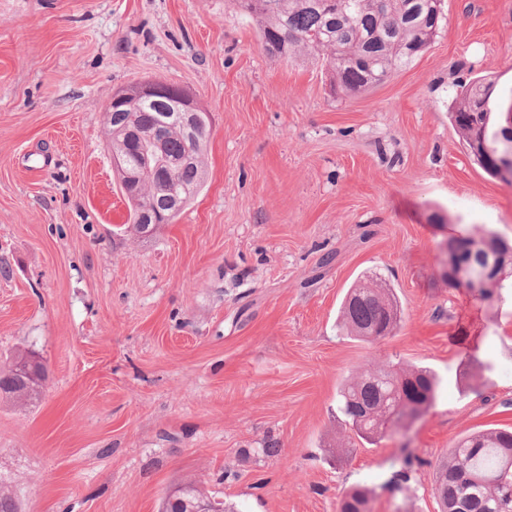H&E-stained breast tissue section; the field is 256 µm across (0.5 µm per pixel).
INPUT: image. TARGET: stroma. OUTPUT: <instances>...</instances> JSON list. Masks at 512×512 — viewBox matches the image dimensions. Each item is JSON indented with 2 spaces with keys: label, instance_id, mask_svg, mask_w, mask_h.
Returning <instances> with one entry per match:
<instances>
[{
  "label": "stroma",
  "instance_id": "stroma-1",
  "mask_svg": "<svg viewBox=\"0 0 512 512\" xmlns=\"http://www.w3.org/2000/svg\"><path fill=\"white\" fill-rule=\"evenodd\" d=\"M443 10L411 64L337 96L237 0H0V361L46 369L37 401L0 400L21 512H158L189 481L238 512H337L356 485L371 512H439L448 449L512 429V292L476 299L439 263L477 228L512 241V187L448 115L480 77L512 107V0ZM144 78L189 88L211 132L202 191L136 235L103 111ZM363 276L403 310L375 344L336 327ZM388 363L431 368L435 401L349 447L339 388Z\"/></svg>",
  "mask_w": 512,
  "mask_h": 512
}]
</instances>
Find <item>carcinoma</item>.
<instances>
[{
	"label": "carcinoma",
	"mask_w": 512,
	"mask_h": 512,
	"mask_svg": "<svg viewBox=\"0 0 512 512\" xmlns=\"http://www.w3.org/2000/svg\"><path fill=\"white\" fill-rule=\"evenodd\" d=\"M440 0H238L241 10L259 28L266 53L278 59H320L331 75L333 90L345 96L374 88L410 64L439 32L445 15ZM492 83L479 79L457 93L449 119L470 146L478 122L486 125V140L497 129L493 116L475 118L477 103L489 96ZM170 111L167 99H140L133 105L117 106L106 113L109 147L124 157L127 171L143 175L137 188L123 187L129 205L128 228L142 232L140 210L153 207L158 220L170 224L168 199L186 206L207 180L204 154L210 127L209 113H201L204 130L199 134L196 159L181 169L172 183L159 189L152 172L183 153L186 135L178 127L164 131V148L155 150L153 139L126 147V127L151 132L161 115ZM478 238L505 246L494 232L460 234L448 241ZM401 320L393 289L379 278L368 277L347 291L339 311L342 335L374 343L391 335ZM31 356L19 352L0 368V397L26 401L39 394V385L19 373ZM437 387L435 374L417 366L393 365L369 368L345 382L339 390V409L356 436L375 444L388 436L402 418H416L432 405ZM433 492L442 512H512V432L487 428L458 440L436 467ZM374 492L357 487L340 501L341 512H369ZM212 501L215 512H234L219 497L194 483H186L166 494L161 512H184L183 501ZM0 512H20L16 494L0 482Z\"/></svg>",
	"instance_id": "cac0c4a2"
}]
</instances>
